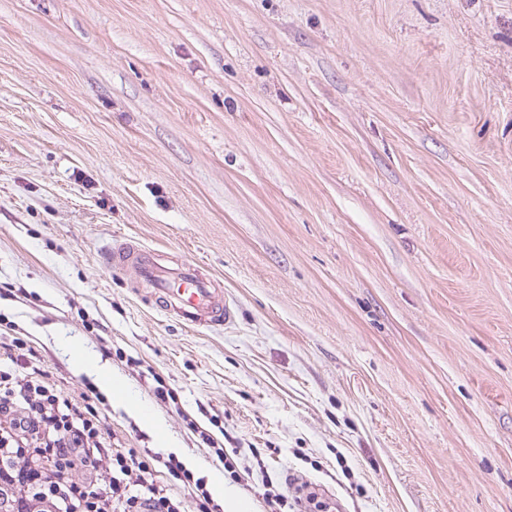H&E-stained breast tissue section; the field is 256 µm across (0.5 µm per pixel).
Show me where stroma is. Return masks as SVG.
Here are the masks:
<instances>
[{
	"instance_id": "obj_1",
	"label": "stroma",
	"mask_w": 512,
	"mask_h": 512,
	"mask_svg": "<svg viewBox=\"0 0 512 512\" xmlns=\"http://www.w3.org/2000/svg\"><path fill=\"white\" fill-rule=\"evenodd\" d=\"M125 242L232 322L161 310L108 269ZM16 338L172 499L224 448L252 512H512V0H0ZM74 367L81 372L95 375L99 385L112 394L114 387H121V383L112 374L101 367L97 359L85 354L78 353L74 357Z\"/></svg>"
}]
</instances>
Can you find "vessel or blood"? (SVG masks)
<instances>
[{"label":"vessel or blood","mask_w":512,"mask_h":512,"mask_svg":"<svg viewBox=\"0 0 512 512\" xmlns=\"http://www.w3.org/2000/svg\"><path fill=\"white\" fill-rule=\"evenodd\" d=\"M107 264L117 269L134 270L147 287L156 291L167 309L191 324L202 325L233 317L232 312L221 310L215 288L199 275L189 260L167 266L157 255L134 245H123L108 251Z\"/></svg>","instance_id":"obj_1"}]
</instances>
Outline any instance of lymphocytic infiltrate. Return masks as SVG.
I'll use <instances>...</instances> for the list:
<instances>
[{"label": "lymphocytic infiltrate", "instance_id": "obj_1", "mask_svg": "<svg viewBox=\"0 0 512 512\" xmlns=\"http://www.w3.org/2000/svg\"><path fill=\"white\" fill-rule=\"evenodd\" d=\"M0 368V465L22 500L65 505L70 512H215L210 494L183 506L157 486L148 459L116 454L109 462L94 456L104 421L93 405H71L48 387L20 381L15 371L23 356ZM96 472L98 493L71 481L74 463Z\"/></svg>", "mask_w": 512, "mask_h": 512}]
</instances>
